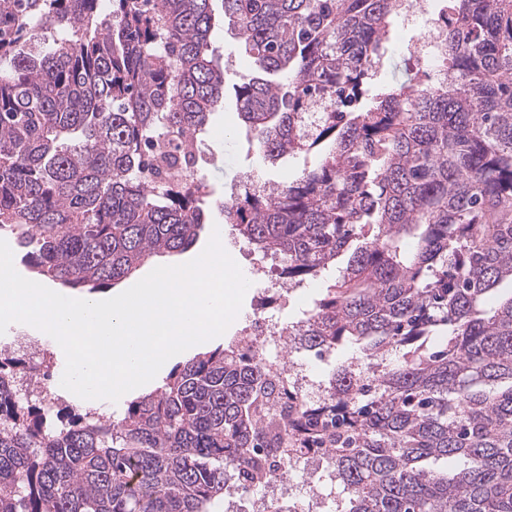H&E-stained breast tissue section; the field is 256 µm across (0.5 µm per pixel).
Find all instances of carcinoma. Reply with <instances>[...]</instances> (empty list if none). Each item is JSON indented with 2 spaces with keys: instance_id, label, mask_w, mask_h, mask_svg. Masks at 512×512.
<instances>
[{
  "instance_id": "carcinoma-1",
  "label": "carcinoma",
  "mask_w": 512,
  "mask_h": 512,
  "mask_svg": "<svg viewBox=\"0 0 512 512\" xmlns=\"http://www.w3.org/2000/svg\"><path fill=\"white\" fill-rule=\"evenodd\" d=\"M214 0H0V231L66 288H109L193 245L207 185L156 186L224 103ZM440 72L363 98L396 0H221L255 75L233 85L265 160L320 163L224 203L298 285L315 356L350 343L291 449L323 448L339 512H512V0H438ZM394 352L396 365L387 363ZM0 357V512H215L226 474L288 475L261 368L218 346L115 422L16 404ZM464 458L453 473L432 467Z\"/></svg>"
}]
</instances>
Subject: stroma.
<instances>
[{
	"mask_svg": "<svg viewBox=\"0 0 512 512\" xmlns=\"http://www.w3.org/2000/svg\"><path fill=\"white\" fill-rule=\"evenodd\" d=\"M419 28L404 27L395 23L393 41L383 56L376 75L369 82L370 93H377L381 88L407 82L411 68L417 67V60L411 59L406 49L414 37L419 36ZM215 54L224 67L225 88L224 105L212 117V130L203 137L204 165L203 180L210 191V207L208 210L209 228L203 229L193 249L179 255H163L151 258L147 265L141 267V274L160 265L179 261H190L205 248L210 236V227L214 224L223 225L227 244L231 247L238 263L245 269L267 263L268 258L242 239L232 226L226 225L221 212V204L226 194L254 181L268 186L288 183L296 178L304 167L313 165L314 157L294 156L284 158L277 163L265 161L252 141L245 133L239 132L238 103L234 96L233 85L243 78L249 77L253 66L246 56L243 47L232 31L224 24L215 27ZM336 280L335 272L316 281H308L301 288L295 289L287 298L260 303L259 283H252L248 289L242 308L236 320L226 331L227 336H236L249 328L257 318H269L281 323L302 318L311 310L315 299L325 292Z\"/></svg>",
	"mask_w": 512,
	"mask_h": 512,
	"instance_id": "35a3bbf8",
	"label": "stroma"
}]
</instances>
